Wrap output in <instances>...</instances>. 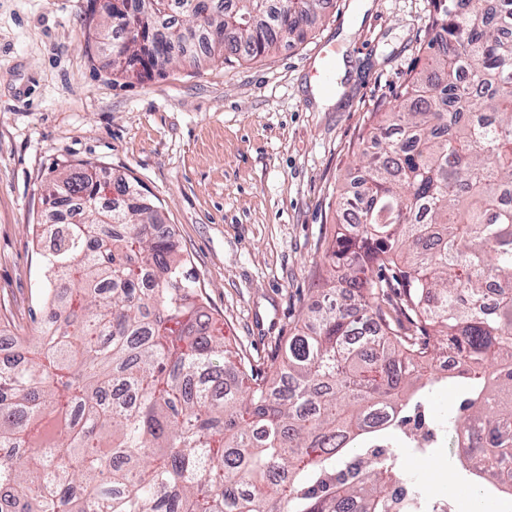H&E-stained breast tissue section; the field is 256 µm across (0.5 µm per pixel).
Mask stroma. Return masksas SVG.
I'll use <instances>...</instances> for the list:
<instances>
[{"instance_id":"obj_1","label":"stroma","mask_w":512,"mask_h":512,"mask_svg":"<svg viewBox=\"0 0 512 512\" xmlns=\"http://www.w3.org/2000/svg\"><path fill=\"white\" fill-rule=\"evenodd\" d=\"M87 6L0 0V335L29 333L41 306L33 226L55 169L91 161L161 202L226 338L267 365L317 303L336 189L375 105L422 64L430 0H324L293 44L129 83L113 81L110 51L87 49ZM415 475L430 504L464 480L444 446Z\"/></svg>"}]
</instances>
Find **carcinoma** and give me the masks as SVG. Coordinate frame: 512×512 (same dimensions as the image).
<instances>
[{
  "mask_svg": "<svg viewBox=\"0 0 512 512\" xmlns=\"http://www.w3.org/2000/svg\"><path fill=\"white\" fill-rule=\"evenodd\" d=\"M89 0L112 75L256 58L323 0ZM425 63L377 106L339 197L325 304L268 369L224 341L137 180L63 166L48 300L0 363V512H436L374 443L436 363L468 376L437 442L512 489V0H431ZM494 286L495 300L487 289Z\"/></svg>",
  "mask_w": 512,
  "mask_h": 512,
  "instance_id": "cac0c4a2",
  "label": "carcinoma"
}]
</instances>
